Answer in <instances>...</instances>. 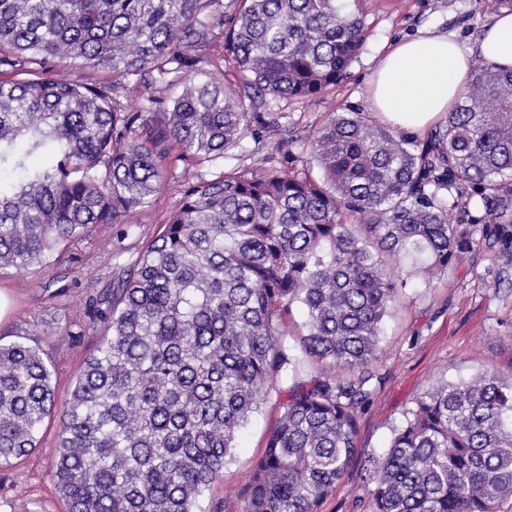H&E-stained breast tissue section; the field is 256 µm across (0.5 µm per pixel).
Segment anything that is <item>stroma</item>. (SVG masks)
Segmentation results:
<instances>
[{"label": "stroma", "mask_w": 512, "mask_h": 512, "mask_svg": "<svg viewBox=\"0 0 512 512\" xmlns=\"http://www.w3.org/2000/svg\"><path fill=\"white\" fill-rule=\"evenodd\" d=\"M504 0H375L365 18L369 36L346 78L321 96L285 102L288 126L304 136L331 112H367L370 74L385 46L425 27L476 41ZM180 204L175 183L128 224H100L70 250L76 262H57L25 273L0 271V343L38 346L53 369L56 404H65L86 358L102 338L93 318L96 300L120 270L132 267ZM479 247L449 275L425 282L404 260L395 269L400 288L382 324L374 391L358 412L356 453L344 477L322 500L320 512H372L373 461L388 448L416 396L440 381H458L490 369L512 380V249L485 243L482 224H469ZM283 395L270 393L237 439L221 481L206 491L202 512H242V492L282 412ZM60 422L44 420L38 446L0 465V512H67L53 476Z\"/></svg>", "instance_id": "1"}]
</instances>
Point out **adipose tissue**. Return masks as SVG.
<instances>
[{
  "label": "adipose tissue",
  "mask_w": 512,
  "mask_h": 512,
  "mask_svg": "<svg viewBox=\"0 0 512 512\" xmlns=\"http://www.w3.org/2000/svg\"><path fill=\"white\" fill-rule=\"evenodd\" d=\"M478 59L512 68L511 11L492 14L472 45L433 31L396 43L372 75L368 104L394 126L424 131L458 99Z\"/></svg>",
  "instance_id": "1"
}]
</instances>
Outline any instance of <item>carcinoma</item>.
Here are the masks:
<instances>
[{"label":"carcinoma","mask_w":512,"mask_h":512,"mask_svg":"<svg viewBox=\"0 0 512 512\" xmlns=\"http://www.w3.org/2000/svg\"><path fill=\"white\" fill-rule=\"evenodd\" d=\"M369 2L0 0V270L60 261L94 226L153 204L177 169L195 177L115 275L96 309L105 336L68 402L57 407L39 347L0 344V465L37 448L57 415L68 512H200L295 360V303L307 314L301 356L335 371L286 387L243 512H318L378 378L394 264L414 257L429 281L451 272L474 249L451 218L459 207L512 247V69L481 62L422 142L333 112L298 164L278 108L346 76ZM226 67L236 81L221 79ZM75 69L112 79L80 82ZM280 127L259 165L221 166L247 136ZM373 483V512H497L512 497V382L485 370L430 385Z\"/></svg>","instance_id":"obj_1"}]
</instances>
